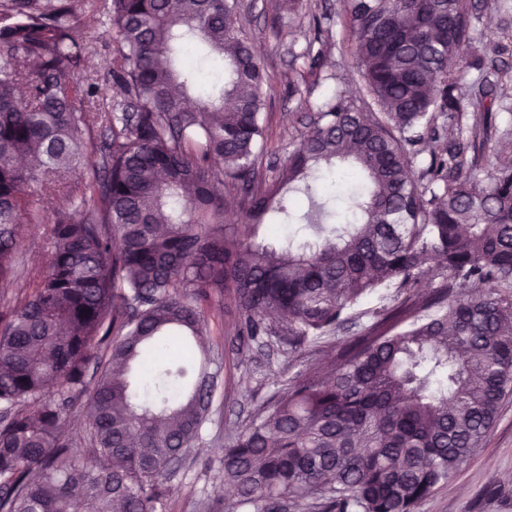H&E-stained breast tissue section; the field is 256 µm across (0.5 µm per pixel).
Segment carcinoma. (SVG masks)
I'll return each instance as SVG.
<instances>
[{"label": "carcinoma", "instance_id": "1", "mask_svg": "<svg viewBox=\"0 0 512 512\" xmlns=\"http://www.w3.org/2000/svg\"><path fill=\"white\" fill-rule=\"evenodd\" d=\"M343 7L361 103L326 98L267 179L265 77L237 0H0V282L20 225L44 220L27 189L70 202L0 313V512H164L221 384L181 396L215 293L242 345L293 349L368 294L443 276L373 311L338 366L296 375L230 437L225 512H416L492 431L512 396V156L486 150L512 71L499 43L472 46L474 0ZM92 20L114 34L117 99L88 69ZM328 40L315 21L288 88L336 79ZM210 59L224 81L191 106ZM322 169L364 185L343 222ZM228 185L245 218L274 211L318 243H249L226 222ZM285 187L305 205L275 204ZM86 394L94 421L77 429Z\"/></svg>", "mask_w": 512, "mask_h": 512}]
</instances>
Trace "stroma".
Listing matches in <instances>:
<instances>
[{
    "instance_id": "1",
    "label": "stroma",
    "mask_w": 512,
    "mask_h": 512,
    "mask_svg": "<svg viewBox=\"0 0 512 512\" xmlns=\"http://www.w3.org/2000/svg\"><path fill=\"white\" fill-rule=\"evenodd\" d=\"M476 39L512 32V0H478ZM332 32L329 62L336 80L316 87H288L291 48L302 47L314 18ZM239 25L264 65L268 113L267 149L263 167L273 166L298 144L324 97L338 91L358 98V77L348 52L349 32L342 0H301L295 15H287L283 0H241ZM222 314L210 318L208 359L224 382L214 403L212 421L200 447L192 449L166 490L165 512H224L223 492L204 461H219L225 441L248 424L261 406L272 405L279 382L318 365L329 340L289 353L286 345L241 346L233 306L220 298ZM417 512H512V397L503 403L499 419L470 462L447 485L422 502Z\"/></svg>"
}]
</instances>
